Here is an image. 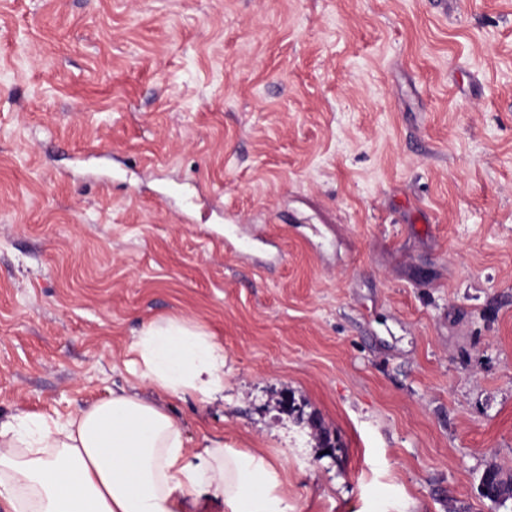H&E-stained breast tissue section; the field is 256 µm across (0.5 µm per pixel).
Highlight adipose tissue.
Segmentation results:
<instances>
[{"instance_id":"obj_1","label":"adipose tissue","mask_w":512,"mask_h":512,"mask_svg":"<svg viewBox=\"0 0 512 512\" xmlns=\"http://www.w3.org/2000/svg\"><path fill=\"white\" fill-rule=\"evenodd\" d=\"M138 376L157 393H113L64 420L0 422V512H288L277 465L210 440L186 448L165 398L207 403L224 391V351L183 319L146 324L132 344Z\"/></svg>"}]
</instances>
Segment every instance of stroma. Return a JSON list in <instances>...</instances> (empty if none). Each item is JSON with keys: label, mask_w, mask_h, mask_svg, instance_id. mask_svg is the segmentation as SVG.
Here are the masks:
<instances>
[{"label": "stroma", "mask_w": 512, "mask_h": 512, "mask_svg": "<svg viewBox=\"0 0 512 512\" xmlns=\"http://www.w3.org/2000/svg\"><path fill=\"white\" fill-rule=\"evenodd\" d=\"M172 315L290 512H512V0H0V421ZM486 487L493 489L497 497L512 499V474L498 467H491L484 472L480 480L481 495L484 498Z\"/></svg>", "instance_id": "1"}]
</instances>
